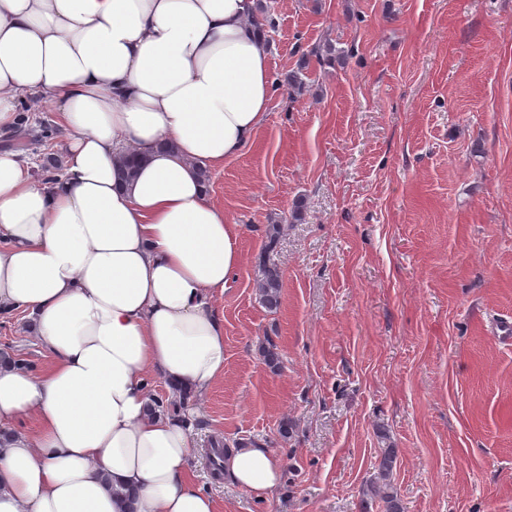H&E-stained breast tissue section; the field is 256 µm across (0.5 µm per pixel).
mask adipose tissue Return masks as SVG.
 <instances>
[{"label":"adipose tissue","instance_id":"1","mask_svg":"<svg viewBox=\"0 0 512 512\" xmlns=\"http://www.w3.org/2000/svg\"><path fill=\"white\" fill-rule=\"evenodd\" d=\"M260 7L0 0V131L32 96L64 130L48 184L0 151V316L28 312L51 359L39 376L0 366V512H218L187 477L190 429L147 406L156 383L200 396L224 376L213 301L241 254L198 169L241 156L266 120ZM281 472L263 446L224 458L260 497Z\"/></svg>","mask_w":512,"mask_h":512}]
</instances>
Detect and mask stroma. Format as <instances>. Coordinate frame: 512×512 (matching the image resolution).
Wrapping results in <instances>:
<instances>
[{"instance_id": "1", "label": "stroma", "mask_w": 512, "mask_h": 512, "mask_svg": "<svg viewBox=\"0 0 512 512\" xmlns=\"http://www.w3.org/2000/svg\"><path fill=\"white\" fill-rule=\"evenodd\" d=\"M266 4L277 92L210 173L242 263L214 301L224 376L195 401L188 477L219 512H386L370 484L392 448L404 512H512V341L494 332L512 318V0ZM16 112L25 137L1 131L0 149L41 166L59 116ZM1 348L49 364L25 312L0 319ZM215 440L273 451L277 491L224 482ZM281 279L276 267H268L259 283V292L262 302L270 307H276L280 298Z\"/></svg>"}]
</instances>
